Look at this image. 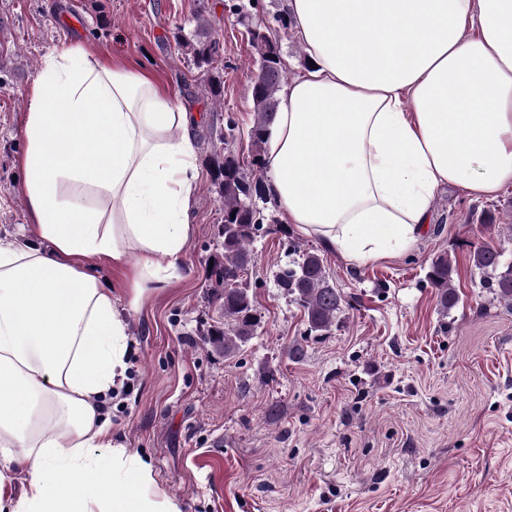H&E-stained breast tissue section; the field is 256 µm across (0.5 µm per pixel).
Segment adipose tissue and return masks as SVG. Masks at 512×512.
I'll return each instance as SVG.
<instances>
[{
  "label": "adipose tissue",
  "mask_w": 512,
  "mask_h": 512,
  "mask_svg": "<svg viewBox=\"0 0 512 512\" xmlns=\"http://www.w3.org/2000/svg\"><path fill=\"white\" fill-rule=\"evenodd\" d=\"M313 67L263 158L287 223L362 263L410 248L437 190L512 186V0H287ZM188 112L72 39L39 73L29 224L0 239V512H180L112 435L123 308L172 279L200 177ZM140 262L116 301L96 271Z\"/></svg>",
  "instance_id": "ef3b65f1"
}]
</instances>
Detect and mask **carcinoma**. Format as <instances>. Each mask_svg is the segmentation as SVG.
Returning a JSON list of instances; mask_svg holds the SVG:
<instances>
[{"label":"carcinoma","mask_w":512,"mask_h":512,"mask_svg":"<svg viewBox=\"0 0 512 512\" xmlns=\"http://www.w3.org/2000/svg\"><path fill=\"white\" fill-rule=\"evenodd\" d=\"M194 26L176 28L173 33L178 51L197 70L200 85L217 104L224 98V76L218 69L223 62L224 47L208 28L204 15L199 13L193 19ZM256 62L270 54L281 53L278 42L267 38L252 41ZM286 79L281 74L277 81H263L262 69H257L253 83H262L261 97L251 96L254 121L248 131L252 153V166L262 169V156L268 142L277 113L271 106L280 105V91ZM261 184L258 177L241 166L233 156L224 161H215L211 187L224 212V224L218 227L222 238L224 260L213 270L215 283L220 287V316L224 320L208 333V343L213 350L226 357H232L254 336L260 319L254 306L247 284L243 283L247 270L255 262L250 245L257 234L264 230V217L253 202L250 188ZM503 252L493 246H480L470 253L472 269L480 275L482 287L489 289L499 303L512 308V263L503 264ZM456 271L448 253L432 258L426 274L434 290L437 307L444 315L459 304V295L453 285ZM277 285L293 298L303 313L307 331L314 336H326L338 326L344 308V297L331 281L324 260L315 251L302 254L299 261L279 268Z\"/></svg>","instance_id":"cac0c4a2"}]
</instances>
